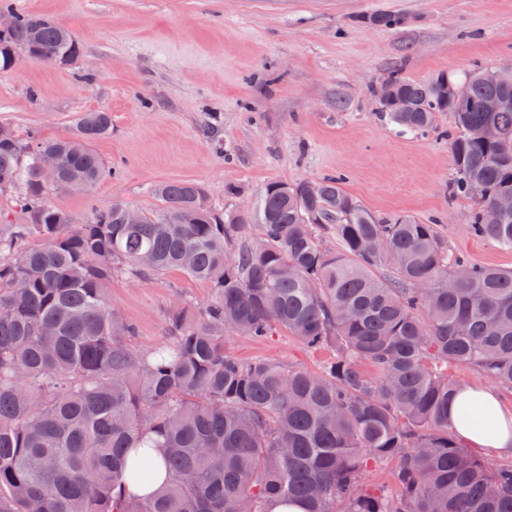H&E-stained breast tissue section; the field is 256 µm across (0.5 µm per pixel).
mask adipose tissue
<instances>
[{
    "mask_svg": "<svg viewBox=\"0 0 512 512\" xmlns=\"http://www.w3.org/2000/svg\"><path fill=\"white\" fill-rule=\"evenodd\" d=\"M475 398L493 419L495 429L485 432L473 427L461 415L464 398ZM448 417L460 439L469 447L491 452L500 457L512 458V409L507 408L489 388L468 386L462 397L454 398L448 407Z\"/></svg>",
    "mask_w": 512,
    "mask_h": 512,
    "instance_id": "obj_1",
    "label": "adipose tissue"
}]
</instances>
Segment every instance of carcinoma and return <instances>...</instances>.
I'll use <instances>...</instances> for the list:
<instances>
[{"mask_svg":"<svg viewBox=\"0 0 512 512\" xmlns=\"http://www.w3.org/2000/svg\"><path fill=\"white\" fill-rule=\"evenodd\" d=\"M0 13L13 17L0 70L19 47L39 62L79 55L55 19L10 0ZM365 20L406 23L397 12ZM493 74L396 70L380 110L403 135L453 117L448 198L474 201L469 232L512 250V209L487 219L512 194V86ZM111 130L99 110L63 139L0 141V190L29 213L0 225V512H269L273 500L303 512H512V463L470 454L448 421L451 367L512 392V270L449 260L435 225L378 219L335 177L271 181L252 209L222 213L198 183H161L162 207L143 223H122L114 203L70 230L50 196L111 174L92 148ZM47 159L55 186L40 178ZM32 236L42 244L25 246ZM169 270L207 283L211 298L198 312L171 308L168 340L141 352L108 285ZM276 332L331 349L323 373L224 351L226 333ZM132 448L161 449L166 481L153 495L119 491L153 479L149 460L125 465ZM379 464L395 489L365 482Z\"/></svg>","mask_w":512,"mask_h":512,"instance_id":"obj_1","label":"carcinoma"}]
</instances>
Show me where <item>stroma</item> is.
I'll return each instance as SVG.
<instances>
[{"label": "stroma", "instance_id": "stroma-1", "mask_svg": "<svg viewBox=\"0 0 512 512\" xmlns=\"http://www.w3.org/2000/svg\"><path fill=\"white\" fill-rule=\"evenodd\" d=\"M50 16L81 45L68 66L19 59L0 70V126L44 140L69 136L78 117L105 110L112 130L93 144L112 169L92 193L53 205L84 223L122 203L158 209L155 185L190 181L210 205L247 209L271 180L343 175L375 217L437 219L449 258L512 269V251L469 234L473 204L449 201V114L420 137H402L371 94L390 71L425 79L479 65L512 66V0H13ZM407 23H361L374 11ZM207 284L178 271L113 278L109 299L136 327L135 346L166 339L173 302L207 301ZM226 352L312 373L331 350L290 336H230Z\"/></svg>", "mask_w": 512, "mask_h": 512}]
</instances>
